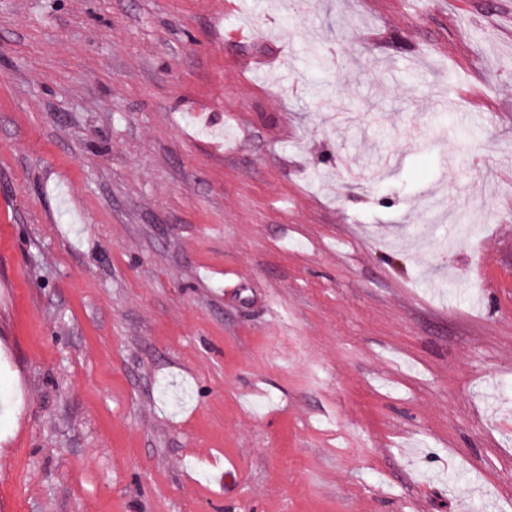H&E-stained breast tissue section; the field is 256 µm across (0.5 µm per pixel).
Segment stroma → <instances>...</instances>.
I'll return each mask as SVG.
<instances>
[{
	"instance_id": "1",
	"label": "stroma",
	"mask_w": 512,
	"mask_h": 512,
	"mask_svg": "<svg viewBox=\"0 0 512 512\" xmlns=\"http://www.w3.org/2000/svg\"><path fill=\"white\" fill-rule=\"evenodd\" d=\"M291 3L0 0V512H512V0Z\"/></svg>"
}]
</instances>
